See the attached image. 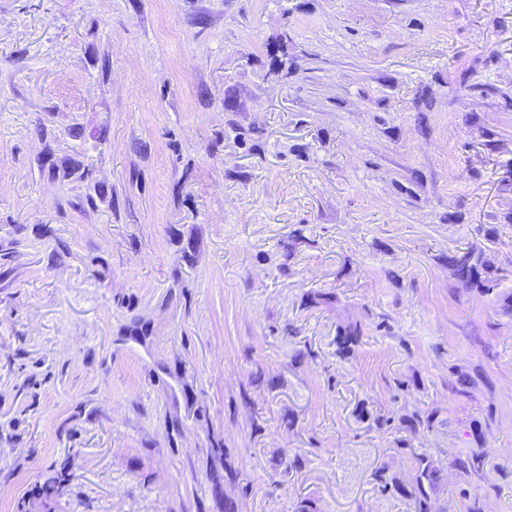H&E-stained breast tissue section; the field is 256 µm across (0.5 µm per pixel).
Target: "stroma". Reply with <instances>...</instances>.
I'll list each match as a JSON object with an SVG mask.
<instances>
[{
	"label": "stroma",
	"mask_w": 512,
	"mask_h": 512,
	"mask_svg": "<svg viewBox=\"0 0 512 512\" xmlns=\"http://www.w3.org/2000/svg\"><path fill=\"white\" fill-rule=\"evenodd\" d=\"M422 507L512 512V0H0V512Z\"/></svg>",
	"instance_id": "1"
}]
</instances>
